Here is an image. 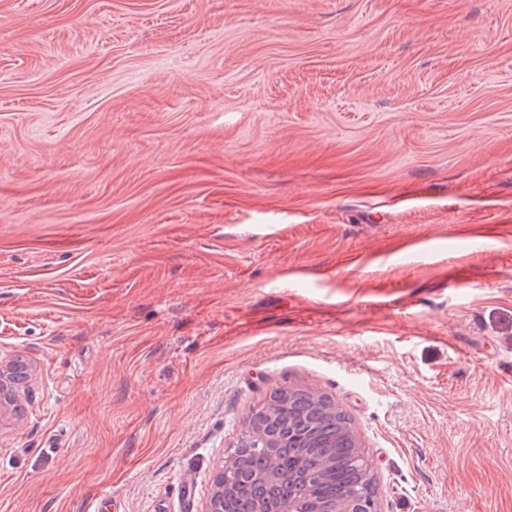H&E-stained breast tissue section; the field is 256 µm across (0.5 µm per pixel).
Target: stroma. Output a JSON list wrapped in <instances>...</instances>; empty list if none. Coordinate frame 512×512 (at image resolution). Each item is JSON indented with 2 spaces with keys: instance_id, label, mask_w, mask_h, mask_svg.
<instances>
[{
  "instance_id": "1",
  "label": "stroma",
  "mask_w": 512,
  "mask_h": 512,
  "mask_svg": "<svg viewBox=\"0 0 512 512\" xmlns=\"http://www.w3.org/2000/svg\"><path fill=\"white\" fill-rule=\"evenodd\" d=\"M16 354L0 512H200L286 386L384 512H512V0H0Z\"/></svg>"
}]
</instances>
